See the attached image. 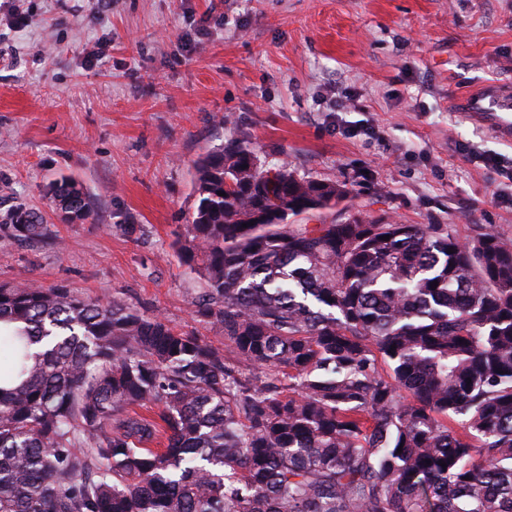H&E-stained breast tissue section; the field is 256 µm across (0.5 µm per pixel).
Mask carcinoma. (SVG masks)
I'll return each instance as SVG.
<instances>
[{
	"mask_svg": "<svg viewBox=\"0 0 512 512\" xmlns=\"http://www.w3.org/2000/svg\"><path fill=\"white\" fill-rule=\"evenodd\" d=\"M196 173L177 257L224 351L120 297L0 284V512H512V244L290 224L346 190L237 139ZM0 232L55 241L23 206Z\"/></svg>",
	"mask_w": 512,
	"mask_h": 512,
	"instance_id": "cac0c4a2",
	"label": "carcinoma"
}]
</instances>
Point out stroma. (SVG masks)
I'll use <instances>...</instances> for the list:
<instances>
[{
	"label": "stroma",
	"instance_id": "1",
	"mask_svg": "<svg viewBox=\"0 0 512 512\" xmlns=\"http://www.w3.org/2000/svg\"><path fill=\"white\" fill-rule=\"evenodd\" d=\"M486 86L512 92V0H0V215L36 210L60 241L0 235V283L116 295L223 349L175 242L197 162L230 139L346 186L328 219L512 241V181L483 161L512 169V138L459 107ZM65 178L92 222L59 220Z\"/></svg>",
	"mask_w": 512,
	"mask_h": 512
}]
</instances>
